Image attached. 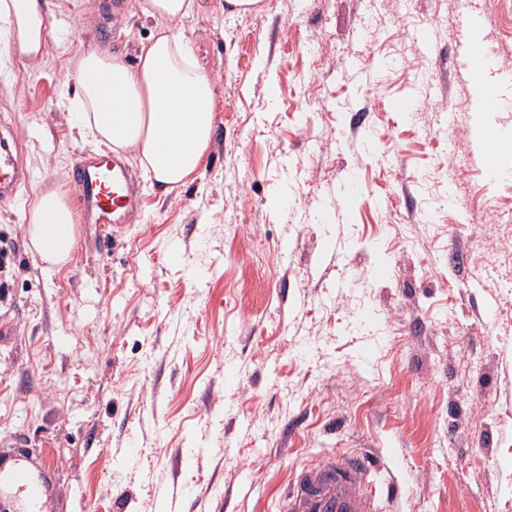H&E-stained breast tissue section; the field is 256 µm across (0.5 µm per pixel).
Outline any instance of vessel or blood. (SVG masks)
Masks as SVG:
<instances>
[{
	"label": "vessel or blood",
	"mask_w": 512,
	"mask_h": 512,
	"mask_svg": "<svg viewBox=\"0 0 512 512\" xmlns=\"http://www.w3.org/2000/svg\"><path fill=\"white\" fill-rule=\"evenodd\" d=\"M459 56L476 76L487 102L512 109V69L501 66L480 43H464ZM84 221L99 225L101 249L112 243L115 225L141 211L140 196L122 156L80 153L68 171ZM15 140L0 141V196L25 180ZM380 466L363 452L340 451L296 471L278 512H387L399 488H379ZM0 512H59L54 468L47 456H30L22 444L0 447Z\"/></svg>",
	"instance_id": "1"
}]
</instances>
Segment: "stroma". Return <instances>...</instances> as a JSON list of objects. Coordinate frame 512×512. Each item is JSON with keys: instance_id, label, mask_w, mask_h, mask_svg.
Wrapping results in <instances>:
<instances>
[{"instance_id": "1", "label": "stroma", "mask_w": 512, "mask_h": 512, "mask_svg": "<svg viewBox=\"0 0 512 512\" xmlns=\"http://www.w3.org/2000/svg\"><path fill=\"white\" fill-rule=\"evenodd\" d=\"M49 2L67 43L0 64L28 173L0 199V442L52 458L63 512H276L339 448L380 459L394 512H512V180L481 171L456 0H206L182 23L216 91L203 168L164 193L131 164L140 216L105 253L77 224L58 266L26 218L100 147L66 103L106 0ZM476 3L512 68V0ZM154 29L126 6L108 48Z\"/></svg>"}]
</instances>
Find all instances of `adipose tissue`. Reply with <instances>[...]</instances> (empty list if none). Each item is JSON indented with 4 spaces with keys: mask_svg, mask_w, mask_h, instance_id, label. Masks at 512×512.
Instances as JSON below:
<instances>
[{
    "mask_svg": "<svg viewBox=\"0 0 512 512\" xmlns=\"http://www.w3.org/2000/svg\"><path fill=\"white\" fill-rule=\"evenodd\" d=\"M136 7L158 23L136 63L100 49L77 55L79 92L69 110L80 134L130 153L153 185L168 191L198 173L216 133L213 83L178 27L200 4L136 0ZM55 30L49 0H0V43L19 58L41 59ZM27 222L42 260H69L76 217L64 190L41 189Z\"/></svg>",
    "mask_w": 512,
    "mask_h": 512,
    "instance_id": "ef3b65f1",
    "label": "adipose tissue"
}]
</instances>
